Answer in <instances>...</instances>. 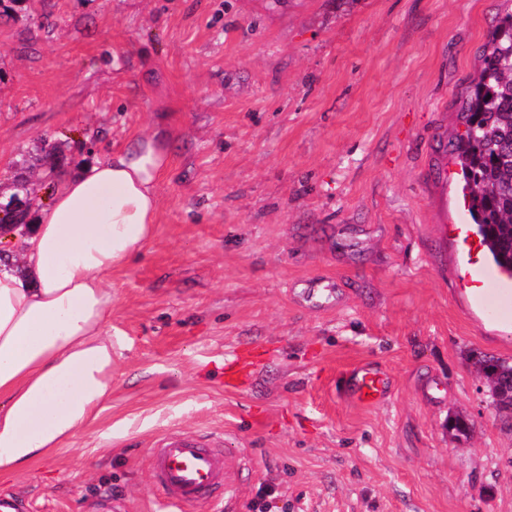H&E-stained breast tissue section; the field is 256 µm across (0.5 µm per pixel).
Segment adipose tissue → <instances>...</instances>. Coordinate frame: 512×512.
<instances>
[{"label": "adipose tissue", "mask_w": 512, "mask_h": 512, "mask_svg": "<svg viewBox=\"0 0 512 512\" xmlns=\"http://www.w3.org/2000/svg\"><path fill=\"white\" fill-rule=\"evenodd\" d=\"M171 166L153 132L56 176L29 235L0 255V478L71 441L111 398L105 280L154 237Z\"/></svg>", "instance_id": "adipose-tissue-1"}]
</instances>
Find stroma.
Returning <instances> with one entry per match:
<instances>
[{
  "label": "stroma",
  "mask_w": 512,
  "mask_h": 512,
  "mask_svg": "<svg viewBox=\"0 0 512 512\" xmlns=\"http://www.w3.org/2000/svg\"><path fill=\"white\" fill-rule=\"evenodd\" d=\"M512 0H18L0 19V201L171 136L154 239L113 271L112 398L0 481L30 512H156L147 454L223 441L233 493L183 512H512V299L475 308L448 147ZM333 283L309 305V281ZM366 363L386 401L353 403ZM237 388L224 389L226 369ZM463 417L468 435L456 434ZM478 364L481 367V371L489 376H494L495 380L492 385H489L490 396L493 399V403L499 410H504L506 413L512 411V401L509 403L502 400V406L496 404L495 393L499 388H506L509 385L512 386V364L507 361L489 358V359H478Z\"/></svg>",
  "instance_id": "obj_1"
}]
</instances>
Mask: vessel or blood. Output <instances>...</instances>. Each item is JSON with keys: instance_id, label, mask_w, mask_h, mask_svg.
Instances as JSON below:
<instances>
[{"instance_id": "obj_1", "label": "vessel or blood", "mask_w": 512, "mask_h": 512, "mask_svg": "<svg viewBox=\"0 0 512 512\" xmlns=\"http://www.w3.org/2000/svg\"><path fill=\"white\" fill-rule=\"evenodd\" d=\"M455 236L467 251L468 286L476 306H484L486 290L490 286L512 288V278L497 273L489 266L483 247L469 224L459 222ZM344 384L358 403L367 406L378 404L388 387L384 373L367 365L349 370ZM148 464L166 512H175L185 504L206 502L217 489L228 488L231 477V461L225 451L184 433L160 438L149 451Z\"/></svg>"}]
</instances>
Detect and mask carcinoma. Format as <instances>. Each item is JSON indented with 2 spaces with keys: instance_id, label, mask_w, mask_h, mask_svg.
I'll return each mask as SVG.
<instances>
[{
  "instance_id": "carcinoma-1",
  "label": "carcinoma",
  "mask_w": 512,
  "mask_h": 512,
  "mask_svg": "<svg viewBox=\"0 0 512 512\" xmlns=\"http://www.w3.org/2000/svg\"><path fill=\"white\" fill-rule=\"evenodd\" d=\"M457 118L464 131L449 146L461 169L464 204L489 255L512 272V14L491 33ZM478 364L495 377L490 396L512 386L511 363Z\"/></svg>"
}]
</instances>
